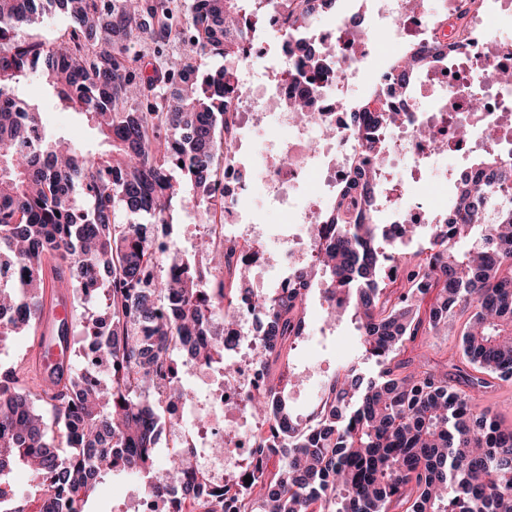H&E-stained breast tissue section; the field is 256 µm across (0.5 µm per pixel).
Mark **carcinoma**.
<instances>
[{"label":"carcinoma","mask_w":512,"mask_h":512,"mask_svg":"<svg viewBox=\"0 0 512 512\" xmlns=\"http://www.w3.org/2000/svg\"><path fill=\"white\" fill-rule=\"evenodd\" d=\"M55 6L68 17L61 44L29 41L18 28ZM336 0H0V342L36 333L43 314L44 265L57 263L84 312L62 325L68 346L82 335L110 358L31 384L0 375V512H86L102 477L140 478L153 512H512V428L476 397L512 378V172L496 154L448 178V217L425 225L429 251L406 256L391 228L375 222L382 204L386 130L399 120L349 113L376 164L365 169L352 221L342 200L329 212L331 235L316 257L288 270L264 296L253 355L266 385L248 396L262 419L250 484L216 482L193 454H173L154 474L159 407L194 397L167 381L174 352L184 365L224 359L203 340L211 322L237 321V292L222 273L230 261L201 236L195 251L216 271L203 283L175 242L157 244L148 225L177 223L192 203L207 208L218 187L213 161L230 143L224 99L241 92L242 44L273 10L288 28V55L314 67L322 48L300 31L328 17ZM145 43L150 62L130 53ZM183 46L188 53L174 55ZM391 65L414 82L416 55ZM220 58L216 69L207 62ZM151 72H146V69ZM197 71L194 81L186 78ZM37 78L64 109L85 116L108 148L98 152L52 134L39 106L19 95ZM127 216L117 221V213ZM336 323H356L366 378L345 366L323 388L312 425L288 406V350L305 333L313 288ZM434 296L426 309L421 304ZM103 302L110 329L94 332ZM470 312L460 349L442 361L399 359L407 344L440 333ZM472 371H467L466 367ZM29 475L12 492L15 469Z\"/></svg>","instance_id":"cac0c4a2"}]
</instances>
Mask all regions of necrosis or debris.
I'll use <instances>...</instances> for the list:
<instances>
[{"instance_id":"necrosis-or-debris-1","label":"necrosis or debris","mask_w":512,"mask_h":512,"mask_svg":"<svg viewBox=\"0 0 512 512\" xmlns=\"http://www.w3.org/2000/svg\"><path fill=\"white\" fill-rule=\"evenodd\" d=\"M375 21L384 38L363 41L351 30L346 19L335 18L314 29L311 39L325 52L322 69L305 73L303 84L289 79L282 67L272 65L275 48L287 35L277 13H269L265 27L247 40L238 66L240 96L226 106L234 123V155L225 157L219 189L213 207L214 220L206 225L216 245L233 241L237 247L231 264L248 269L255 288L239 295L236 305L240 322L224 330V367L227 374L211 389L205 411L207 426L191 433L188 447L200 448L206 460L225 479L236 477L254 455L259 422L246 409L249 393L266 382L264 371L251 357L246 341L258 328V297L272 283L274 271L286 270L311 253L309 227L328 211L337 188H345L347 199L360 193L355 176L366 164L358 140L351 133L346 111L338 106L348 99L350 79L358 65L376 59L380 81L374 93L362 104L374 112H397L401 119L391 133L394 161L410 163L413 169L427 166L436 145L444 144L451 156L462 158L486 145L482 128H497L502 140L499 149L512 157V87L500 81L503 71H512V41L502 38L512 28V0H494L487 8L484 0H473L463 28H450L462 6L461 0H371ZM439 42L443 60L426 69L423 92L411 95L393 81L387 68L403 56L413 42ZM313 88L311 110L304 123H293L287 105L301 86ZM481 91V111L471 109L474 91ZM426 125L431 140L415 133L416 125ZM277 126L286 135L277 139V152H265L251 178L240 173L239 157L249 151V138L257 130ZM468 125L472 136L459 137V126ZM293 158L291 165L280 164L281 153ZM315 186L313 196L302 197L307 186ZM278 204L288 232L278 236L272 225L237 219L242 202L255 193ZM447 204L432 207L417 194L412 182L401 184L397 207L388 211L390 224H432L436 212L447 211Z\"/></svg>"}]
</instances>
